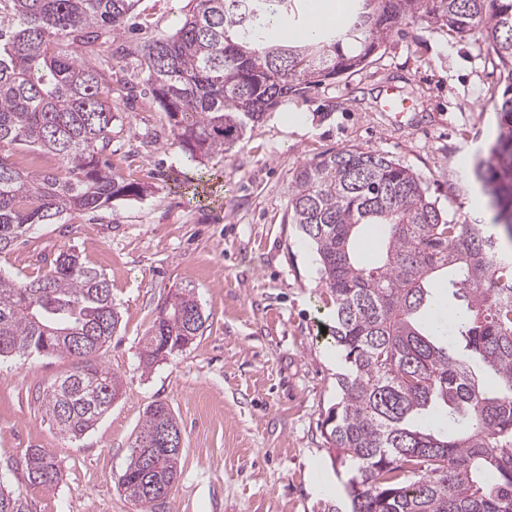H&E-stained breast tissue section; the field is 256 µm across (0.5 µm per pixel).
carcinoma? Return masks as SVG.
I'll return each mask as SVG.
<instances>
[{
  "label": "carcinoma",
  "mask_w": 512,
  "mask_h": 512,
  "mask_svg": "<svg viewBox=\"0 0 512 512\" xmlns=\"http://www.w3.org/2000/svg\"><path fill=\"white\" fill-rule=\"evenodd\" d=\"M448 30L485 24L488 52L512 79V0H438ZM143 0H0V254L37 224L95 211L142 188L112 170L117 101L107 59L79 60L97 30H123ZM172 35L134 51L137 79L166 113L187 161L222 154L251 123L327 79L370 63L403 22L432 13L429 0H353L347 26L315 40L272 43L265 31L290 18L292 0H191ZM501 122L477 164L493 211L491 231L455 224L422 179L398 160L349 148L321 154L293 176L288 211L320 261L336 305L333 338L350 373L322 422L340 463H350L349 512H512V82L492 98ZM26 146L62 170L21 168L3 154ZM384 242L362 256L360 228ZM448 288V331L434 329L435 285ZM194 288L158 308L140 362L150 368L203 334ZM119 322L105 276L61 250L46 273L0 276V357L63 356L70 371L43 389L46 415L65 436L92 429L121 397V378L99 362ZM180 430L169 405L145 411L118 487L156 512L179 477L181 455L154 446ZM34 487L58 484L54 458L28 451ZM0 512H29L0 488Z\"/></svg>",
  "instance_id": "obj_1"
}]
</instances>
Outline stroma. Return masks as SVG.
<instances>
[{"label": "stroma", "instance_id": "35a3bbf8", "mask_svg": "<svg viewBox=\"0 0 512 512\" xmlns=\"http://www.w3.org/2000/svg\"><path fill=\"white\" fill-rule=\"evenodd\" d=\"M145 4L148 16L135 20L141 40L173 33L188 11V0ZM505 84L484 29L456 34L417 20L396 28L364 68L290 96L200 164L186 163L152 97L119 102L110 160L141 194L36 226L0 254V274L35 278L44 257L68 247L103 273L119 326L100 362L120 375L123 394L71 439L40 402L71 360L0 358V477L30 512H142L118 480L145 409L161 400L183 437L163 512H346V469L321 432L344 371L330 361L335 307L316 250L288 213L293 174L323 153L376 151L418 174L455 223H490L471 172L497 134L490 98ZM390 86L413 101L400 125L380 108ZM203 169L214 180L185 190ZM187 284L207 318L202 336L143 369L142 339L158 305ZM32 448L55 458L57 487L29 485Z\"/></svg>", "mask_w": 512, "mask_h": 512}]
</instances>
